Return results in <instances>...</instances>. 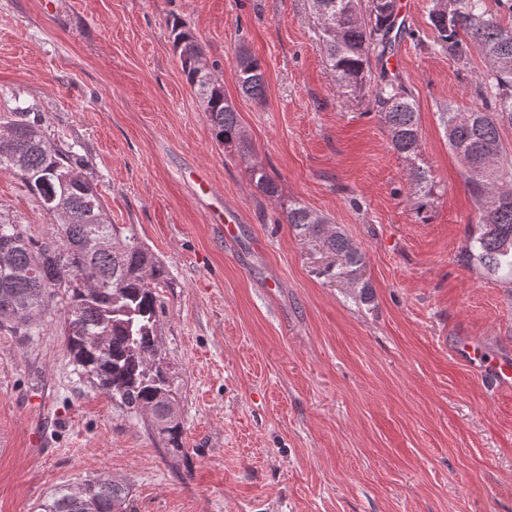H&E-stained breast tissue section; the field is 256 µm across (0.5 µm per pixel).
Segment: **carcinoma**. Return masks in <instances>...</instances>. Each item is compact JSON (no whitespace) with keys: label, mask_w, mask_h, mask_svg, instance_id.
<instances>
[{"label":"carcinoma","mask_w":512,"mask_h":512,"mask_svg":"<svg viewBox=\"0 0 512 512\" xmlns=\"http://www.w3.org/2000/svg\"><path fill=\"white\" fill-rule=\"evenodd\" d=\"M314 12L322 52L336 85L357 91L370 73V58L393 50V34L406 32L396 0H318ZM429 20L433 52L460 60L474 45L486 61L477 95L481 104L466 112L440 113L448 146L463 167L478 205L465 261L491 275L512 276V161L501 139L512 126V27L489 15L485 0H434ZM175 51L186 82L205 103L215 140L241 157L250 152L238 112L211 72L196 64L202 48L176 23ZM237 79L245 97H265V73L246 48L237 51ZM368 104L386 129L391 148L411 162L410 196L416 210L433 197L427 172L416 163L422 132L417 104L399 75L381 69ZM34 106L0 113V170L18 175L50 216L54 230L32 241L21 224L0 221V328L19 336L38 331L55 303L62 304L64 340L75 370L129 413L148 416L158 437L177 448L181 422L173 411L170 375L158 357L157 289L167 285L165 265L142 242L134 225L107 221L94 180L83 173L84 156L73 144L51 142ZM249 182L269 198L278 185L265 168H247ZM287 221L298 237L321 241L350 267L363 264L361 251L329 220L300 202L288 204ZM129 488L109 477L63 486L39 505V512H128Z\"/></svg>","instance_id":"obj_1"}]
</instances>
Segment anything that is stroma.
Listing matches in <instances>:
<instances>
[{
    "label": "stroma",
    "mask_w": 512,
    "mask_h": 512,
    "mask_svg": "<svg viewBox=\"0 0 512 512\" xmlns=\"http://www.w3.org/2000/svg\"><path fill=\"white\" fill-rule=\"evenodd\" d=\"M405 3L392 58L433 185L421 215L370 89L337 88L310 0H0V113L36 106L47 136L80 142L111 222L167 269L159 356L182 423L171 448L91 387L60 313L30 336L0 328V512L100 475L129 486L132 512H512V390L495 374L512 363V282L461 259L477 206L440 121L477 105L486 63L430 52L432 0ZM175 21L216 65L247 157L215 141ZM242 47L264 99L239 91ZM253 164L279 200L250 185ZM197 173L212 195L196 197ZM288 200L363 265L328 277L339 257L289 230ZM219 207L239 216L235 237ZM0 218L35 240L53 229L5 170Z\"/></svg>",
    "instance_id": "35a3bbf8"
}]
</instances>
